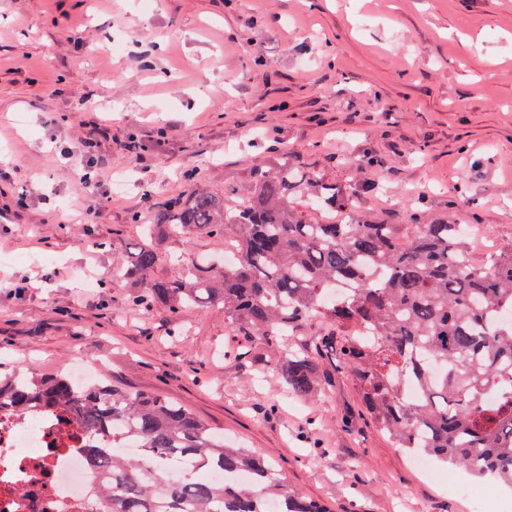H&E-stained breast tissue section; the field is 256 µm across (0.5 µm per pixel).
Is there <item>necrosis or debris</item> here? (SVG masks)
Here are the masks:
<instances>
[{"instance_id": "necrosis-or-debris-1", "label": "necrosis or debris", "mask_w": 512, "mask_h": 512, "mask_svg": "<svg viewBox=\"0 0 512 512\" xmlns=\"http://www.w3.org/2000/svg\"><path fill=\"white\" fill-rule=\"evenodd\" d=\"M64 416L32 419L0 406V512H54L81 502L97 477Z\"/></svg>"}]
</instances>
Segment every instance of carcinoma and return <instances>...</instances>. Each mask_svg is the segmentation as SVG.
<instances>
[{
	"mask_svg": "<svg viewBox=\"0 0 512 512\" xmlns=\"http://www.w3.org/2000/svg\"><path fill=\"white\" fill-rule=\"evenodd\" d=\"M303 194L346 219L306 220L295 206ZM355 210L353 188L323 185L284 151L254 168L243 194L234 186L197 191L133 215L150 242L123 277L146 307L160 301L179 314L222 306L236 335L271 342L293 397L317 391L322 353L335 350L396 447L512 487V245L477 264L463 228L446 217L416 213L411 224H388L359 221ZM197 233L233 246L235 263L206 266L186 254L178 278L154 279L161 237ZM343 286L342 298L324 302ZM312 320L324 330L310 346L300 330ZM407 383L416 397L405 394ZM2 402L21 413L64 412L86 438L82 452L98 480L83 502L57 512H262L268 498L282 512H328L174 401L17 369L0 373ZM168 457L187 463L182 479L167 478ZM212 470L249 471L253 481L230 488L196 477Z\"/></svg>",
	"mask_w": 512,
	"mask_h": 512,
	"instance_id": "obj_1",
	"label": "carcinoma"
}]
</instances>
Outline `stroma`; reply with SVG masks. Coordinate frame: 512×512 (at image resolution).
<instances>
[{
    "label": "stroma",
    "mask_w": 512,
    "mask_h": 512,
    "mask_svg": "<svg viewBox=\"0 0 512 512\" xmlns=\"http://www.w3.org/2000/svg\"><path fill=\"white\" fill-rule=\"evenodd\" d=\"M90 137L83 224L61 149ZM285 148L355 185L362 218L480 225L478 260L512 243V0H0V358L177 402L330 512H470L464 472L414 468L334 353L323 393L293 398L223 307H140L119 277L134 212L245 186ZM219 251L163 239L152 276Z\"/></svg>",
    "instance_id": "stroma-1"
}]
</instances>
